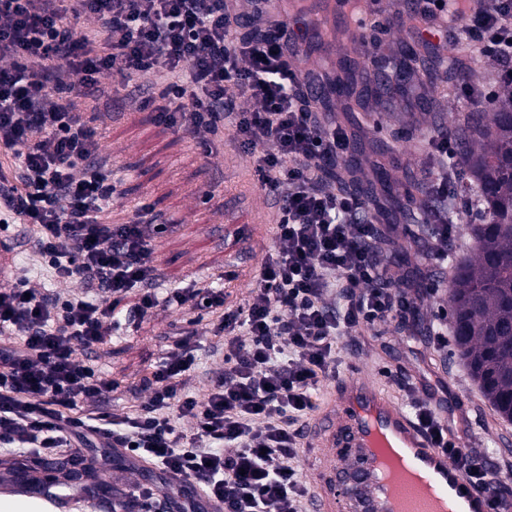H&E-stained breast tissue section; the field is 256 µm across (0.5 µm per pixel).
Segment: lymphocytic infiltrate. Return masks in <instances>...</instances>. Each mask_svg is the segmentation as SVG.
Wrapping results in <instances>:
<instances>
[{
	"instance_id": "f902f5d3",
	"label": "lymphocytic infiltrate",
	"mask_w": 512,
	"mask_h": 512,
	"mask_svg": "<svg viewBox=\"0 0 512 512\" xmlns=\"http://www.w3.org/2000/svg\"><path fill=\"white\" fill-rule=\"evenodd\" d=\"M96 21L80 28L82 17ZM439 20V39L463 35L498 66L495 87L512 84V0H427L413 30ZM305 31L277 0H0V225L23 224L27 245L54 280L76 281L60 296L30 287L17 269L0 288V447L9 469L44 458L87 462L102 447L135 464L188 478L192 512L219 502L223 512H305L298 470L299 420L336 363V338L359 323L392 317L419 300L414 274L384 264L393 228L377 225L365 198L339 194L324 177L343 159L347 132L331 120L325 74L293 69ZM137 77L152 111L176 135L196 138L203 154L230 135L272 201L273 245L244 305L225 309L221 288H181L159 298L152 243L165 225L144 204L139 217L112 223L116 191L111 154L97 137L111 123L109 79ZM82 88L88 111L69 95ZM254 101L251 110L236 100ZM438 169L423 221L447 258L460 234L456 152L447 132L429 140ZM131 317L159 303L221 310L222 366L204 395L188 382L197 369L194 331L183 332L132 393L119 415L104 408L112 389L77 349L102 344L128 295ZM410 411L434 447L478 488L499 491L503 476L448 438L429 405Z\"/></svg>"
}]
</instances>
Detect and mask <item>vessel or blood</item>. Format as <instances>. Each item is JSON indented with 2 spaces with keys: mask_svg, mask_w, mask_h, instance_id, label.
<instances>
[{
  "mask_svg": "<svg viewBox=\"0 0 512 512\" xmlns=\"http://www.w3.org/2000/svg\"><path fill=\"white\" fill-rule=\"evenodd\" d=\"M337 402L336 413L321 419L315 442L303 451L312 512H492L490 492L471 485L372 380L349 374L340 382ZM335 447L349 449L351 463L337 466ZM384 448L397 456L402 477L420 482L418 497H405L389 476L380 458Z\"/></svg>",
  "mask_w": 512,
  "mask_h": 512,
  "instance_id": "b4317fda",
  "label": "vessel or blood"
}]
</instances>
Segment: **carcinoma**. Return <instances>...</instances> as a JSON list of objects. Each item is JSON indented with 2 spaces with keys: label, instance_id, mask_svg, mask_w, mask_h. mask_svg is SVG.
Listing matches in <instances>:
<instances>
[{
  "label": "carcinoma",
  "instance_id": "cac0c4a2",
  "mask_svg": "<svg viewBox=\"0 0 512 512\" xmlns=\"http://www.w3.org/2000/svg\"><path fill=\"white\" fill-rule=\"evenodd\" d=\"M354 80L348 68L335 88L347 111L357 103ZM457 145V190L475 197V222L467 225L471 254L456 261L449 283V315L473 379L495 414L512 423V86L501 89L487 117L467 119ZM365 192L386 222L403 208L397 181L382 167Z\"/></svg>",
  "mask_w": 512,
  "mask_h": 512
}]
</instances>
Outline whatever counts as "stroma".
<instances>
[{"mask_svg":"<svg viewBox=\"0 0 512 512\" xmlns=\"http://www.w3.org/2000/svg\"><path fill=\"white\" fill-rule=\"evenodd\" d=\"M367 39L363 46L345 43L341 55L370 75V89L388 100L391 109L339 113L342 126L355 134L348 157L367 179L378 162L392 169L398 180L409 176L424 180L437 165L429 154L430 136L439 130L455 131L470 112H491V103L464 102L460 85L492 84L496 65L477 48H468L461 75L456 83H449L438 58L395 16L375 23ZM403 47L419 50L423 70L437 84L434 98L410 103L395 79L374 81V73L384 68L389 53ZM105 142L112 152V179L118 185L112 199L113 223L129 221L147 202L168 226L153 243L162 272L159 293L218 280L224 287L225 307L242 304L273 239L269 200L258 187L247 157L228 139L214 143L211 155L203 156L193 138L172 135L148 113L138 111L123 90L112 99V126ZM208 190L213 197L207 201L203 194ZM397 232L404 246L398 253L385 248V261L419 270L435 291L418 302L416 312L381 324L379 330L359 324L338 337L335 371L318 384L315 408L300 422L305 439L314 441L315 426L331 407L338 381L358 372L400 404L413 398L436 406L463 447L487 453L497 470L512 471V423L493 412L453 347L439 345L433 335L438 317L448 308L454 270L449 265H426L425 254L431 246L427 225L404 222ZM219 320L216 312L160 306L141 321L121 323L101 345L97 361L114 384L109 394L111 412L122 413L133 405L130 386L150 375L177 333L189 328L197 331L200 343L199 368L191 384L197 393H205L208 372L222 365L221 357L211 353Z\"/></svg>","mask_w":512,"mask_h":512,"instance_id":"1","label":"stroma"}]
</instances>
